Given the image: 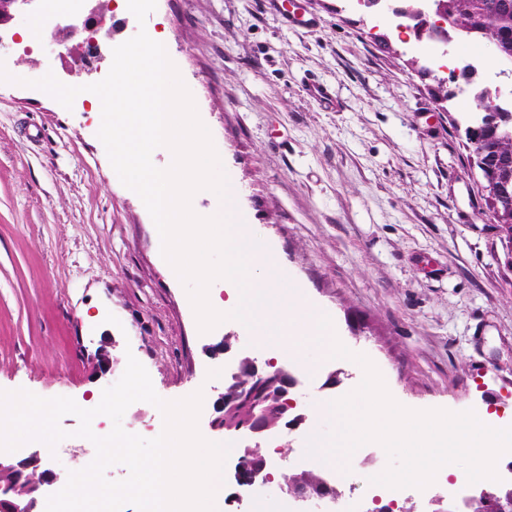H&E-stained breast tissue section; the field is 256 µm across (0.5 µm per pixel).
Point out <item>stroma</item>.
Segmentation results:
<instances>
[{
    "mask_svg": "<svg viewBox=\"0 0 512 512\" xmlns=\"http://www.w3.org/2000/svg\"><path fill=\"white\" fill-rule=\"evenodd\" d=\"M157 0L138 24L127 6L106 16L98 56L74 63L56 36L15 15L0 61L18 77L46 73L80 87L72 109L37 89L0 83V389L73 398L94 408L128 356L157 394L202 392L198 429L212 431L224 356L240 323L198 329L184 285L162 261L154 222L97 136L86 84L138 30L162 35L210 131L234 202L339 340L367 355L393 398L415 410L512 413V272L489 217L459 124L466 95L440 104L424 73L433 52L355 0ZM328 90L315 97L312 83ZM335 388L291 390L313 413L362 373L343 360ZM43 467H86L94 445L79 420ZM369 468L345 474L338 512H371Z\"/></svg>",
    "mask_w": 512,
    "mask_h": 512,
    "instance_id": "obj_1",
    "label": "stroma"
}]
</instances>
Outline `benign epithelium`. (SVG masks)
<instances>
[{
    "mask_svg": "<svg viewBox=\"0 0 512 512\" xmlns=\"http://www.w3.org/2000/svg\"><path fill=\"white\" fill-rule=\"evenodd\" d=\"M37 0H0V31L7 27L14 15L23 6H34ZM439 20L432 23L426 14H413L406 12L409 25L406 29L416 32L418 39L432 38L439 40L438 47L451 53L455 44L446 38L445 27L448 16L444 9L437 10ZM106 13L103 0H98V6L94 9L93 17L83 24L68 23L57 25L56 33L64 41L73 38L78 31L91 33L84 43H79L68 49L74 61L80 63L86 59L83 47L96 46V40L92 34L105 25ZM252 379L255 386L245 392L234 388L229 395L219 396L216 401V413L218 416L210 421V427L214 430L237 432L251 440L254 444L246 446L244 455L238 458L233 473L234 482L241 487H249L254 484L252 471H263L267 468L266 456L261 451L257 439L263 438L274 432L281 418H273L270 398L262 391V384L274 376L281 385L280 412H285L292 407V402L287 400L288 393L296 387V381L283 370L269 371L258 364H251ZM243 406L244 414L232 420L224 411H232L237 406ZM40 456L36 451L31 452L21 460L0 458V512H37L41 500L52 493L59 483V476L49 469L43 470L40 479L30 481L24 476V471L40 467ZM448 512H512V488L500 489L496 492H485L479 498H468L460 505L448 508Z\"/></svg>",
    "mask_w": 512,
    "mask_h": 512,
    "instance_id": "7a95c632",
    "label": "benign epithelium"
}]
</instances>
